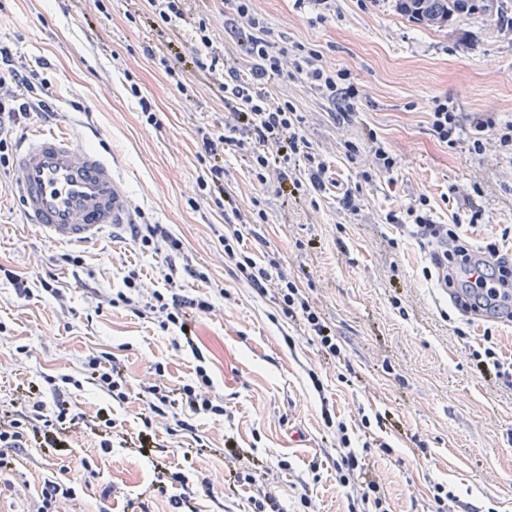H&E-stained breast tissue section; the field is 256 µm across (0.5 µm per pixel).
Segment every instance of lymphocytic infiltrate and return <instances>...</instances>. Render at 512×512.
<instances>
[{
  "mask_svg": "<svg viewBox=\"0 0 512 512\" xmlns=\"http://www.w3.org/2000/svg\"><path fill=\"white\" fill-rule=\"evenodd\" d=\"M220 14L225 28L237 37L236 45L244 63L239 67L231 65L227 54L218 52L214 46L210 19L199 18L191 31L194 43L191 62L194 67L214 75L226 112L222 125L201 126L196 131V157L201 166L199 188L205 191L229 226L220 242L236 272L259 295L272 296L286 318L302 321L305 329L316 336L323 355L339 357L338 339L308 296L294 281L274 275L245 243L241 225L263 224L267 217L261 209L245 215L233 207V196L224 183V158L228 155L246 158L254 180L262 186L275 182L280 194L325 192L328 163L313 152L295 104L271 92L268 84L292 72L305 75L328 98L342 97L344 106L337 117L341 123L348 121L358 92L354 85L348 84L346 72L326 69L317 53H309L304 62L289 63L287 49L276 48L270 27L264 18L253 12L251 0H222ZM36 77V70L16 67L11 47L0 42V167H8L10 163L11 136L21 118L34 109L44 113L52 110L46 100L31 98L38 89ZM494 126L495 121L489 115L463 124L459 113L449 111L447 103L441 101L436 102L432 112V131L440 142L452 146L464 139L471 152L477 154L483 152L484 139ZM391 221L401 231L422 240L455 241L453 252L433 255L432 261L442 269L447 287L454 289L465 309L494 312L504 308L512 314L511 253L501 252L493 243L476 248L460 242L454 229L435 221L430 203L424 198L409 206L404 216H392ZM132 234L145 247L158 240L167 243V271L163 276L166 288L153 291L150 301L141 302L135 293L143 283L139 272L132 269L124 276V289L112 297V304L128 307L136 317L158 320L160 328L176 327L179 331L176 347L197 351L192 320L209 312L211 304L202 297L183 294L175 278L183 274L200 280L203 272L190 263H179L183 245L164 225L137 224ZM84 371L85 382L112 401L124 404L135 399L142 403L146 414L138 439L144 445L148 444L155 423H163L167 435L180 437L192 433L191 416L224 412L223 406L215 404L210 393V378L201 366L195 369V383L172 389L157 381L141 386L135 393L131 392L118 359L90 357ZM27 397L28 405L24 408L17 407L15 402L0 400V474L12 471L16 449L34 443L45 448H61L65 437L77 432L99 438L101 447L111 446L115 424L109 415L99 413L86 418L75 412L70 401L61 394L56 395L50 407L36 390H28ZM225 450L235 462L229 471L230 486L248 485L255 489L249 498L251 512H282L279 498L271 489L270 467L254 451L231 443L226 444ZM335 466L339 484L347 495L372 506L374 512H388L379 483L363 478V463L355 451L342 454Z\"/></svg>",
  "mask_w": 512,
  "mask_h": 512,
  "instance_id": "1",
  "label": "lymphocytic infiltrate"
}]
</instances>
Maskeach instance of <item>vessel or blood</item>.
<instances>
[{
    "label": "vessel or blood",
    "mask_w": 512,
    "mask_h": 512,
    "mask_svg": "<svg viewBox=\"0 0 512 512\" xmlns=\"http://www.w3.org/2000/svg\"><path fill=\"white\" fill-rule=\"evenodd\" d=\"M15 171L26 223L54 242L80 246L134 221L131 200L111 162L79 146L67 129L33 134Z\"/></svg>",
    "instance_id": "b4317fda"
}]
</instances>
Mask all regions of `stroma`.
Masks as SVG:
<instances>
[{"mask_svg":"<svg viewBox=\"0 0 512 512\" xmlns=\"http://www.w3.org/2000/svg\"><path fill=\"white\" fill-rule=\"evenodd\" d=\"M253 5L290 58L317 50L323 66L347 70L360 91L350 120L338 125L333 102L307 80L273 83L297 105L307 139L330 165L336 184L326 192L288 202L254 181L247 160L231 156L224 164L239 208L257 204L268 215L267 223L243 226L247 245L305 289L335 330L341 354L323 359L314 336L235 277L219 242L221 217L191 204L200 173L196 130L221 124L224 104L200 76L194 101H185L162 68L143 57L142 46L169 42L191 56L184 35L202 16L225 42L218 0H187L183 20L172 29L159 28L131 0H0V41L12 46L16 64L48 63L40 75L50 84L54 114H30L18 137L43 126L71 130L81 146L111 159L141 223L166 225L182 241L190 264L208 276L183 287L190 296L208 295L214 305L195 331L211 393L224 407L223 415L191 419L204 449L168 447L162 431L158 451L131 447L142 428L141 405L110 403L83 383L85 358L114 354L134 389L158 375L181 387L194 379L197 361L176 349L173 331L101 303L91 290L113 295L131 269L159 281L167 250H145L117 235L71 248L54 243L25 223L15 171L0 168V265L32 281L54 269L64 290L59 301L33 281L24 295L0 275V397H17L31 383L50 404L55 384L68 375L75 409L92 415L110 408L126 438L107 449L81 435L58 451L20 450L9 475L14 489L0 494V512H35L36 488L53 477L76 486L75 512H131L141 502L149 512H179L175 503L184 496L197 512H245L249 490L224 494L229 464L222 448L229 438L272 466L284 512H347L332 463L345 436L351 449L366 450L367 473L379 482L389 512H435L438 483L451 493L447 512H512V388L482 378L470 359L488 339L512 362V323L471 322L449 303L436 277L426 275L428 248L387 220L424 197L437 221L460 222L471 244L512 249V149L492 141L478 156L466 144L439 142L430 125L437 99L465 118L493 112L498 123L512 122V25L475 14L428 26L400 16L394 0ZM142 97L157 124H147ZM372 131L398 163L367 183L362 170ZM347 141L358 146V159L345 157ZM354 187L360 208L353 213L340 198ZM475 209L481 218L473 226ZM258 234L263 244H256ZM67 251L82 256V267L55 266ZM326 408L334 427L324 424ZM384 412L399 417L402 431L374 425L375 414ZM414 433L428 444L427 461L411 452ZM369 437L386 442V449L365 448ZM162 471L161 493L154 485ZM205 476L211 480L206 488ZM304 494L311 501L306 509Z\"/></svg>","mask_w":512,"mask_h":512,"instance_id":"obj_1","label":"stroma"}]
</instances>
